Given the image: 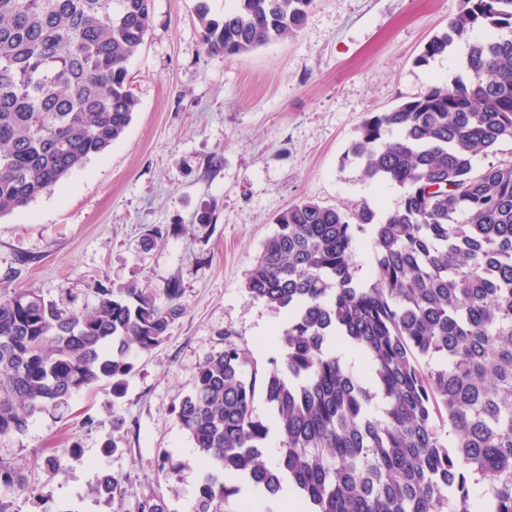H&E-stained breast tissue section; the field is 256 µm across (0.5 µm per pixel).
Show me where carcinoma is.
<instances>
[{
	"label": "carcinoma",
	"instance_id": "cac0c4a2",
	"mask_svg": "<svg viewBox=\"0 0 512 512\" xmlns=\"http://www.w3.org/2000/svg\"><path fill=\"white\" fill-rule=\"evenodd\" d=\"M199 0L209 53L241 55L295 35L312 0ZM151 0H0V215L22 209L105 152L136 106L128 64ZM512 0H463L418 61L463 43L467 76L437 80L355 128L348 153L368 180L403 189L379 214L306 200L277 215L243 288L286 317L281 365L258 374L224 329L174 412L210 470L194 512H232L238 475L252 512H512V159L475 158L512 142ZM371 228L376 266L357 277L355 232ZM163 295L164 303L158 302ZM132 281L98 288L95 308L34 291L0 293V435L105 382L122 394L132 351L169 334L185 307ZM364 362L367 378L348 358ZM261 392L269 419L253 414ZM106 475L103 493H125ZM26 489L0 461V489Z\"/></svg>",
	"mask_w": 512,
	"mask_h": 512
}]
</instances>
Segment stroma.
I'll list each match as a JSON object with an SVG mask.
<instances>
[{
	"label": "stroma",
	"instance_id": "35a3bbf8",
	"mask_svg": "<svg viewBox=\"0 0 512 512\" xmlns=\"http://www.w3.org/2000/svg\"><path fill=\"white\" fill-rule=\"evenodd\" d=\"M196 3L152 0L128 64L137 106L121 138L0 216V290L90 310L103 284L159 290L175 278L183 289L185 313L161 344L134 352L122 397L103 384L0 435V460L59 512H137L149 496L193 512L205 468L173 409L223 350L225 329L259 370L280 364L266 343L286 321L243 289L275 216L303 200L393 207L400 188L363 179L347 157L354 129L462 71L457 51L417 61L462 0H313L295 36L229 57L205 51ZM208 205L213 218L200 222ZM52 454L64 468L55 477ZM165 455L182 469H162ZM105 473L125 477L123 496L100 494Z\"/></svg>",
	"mask_w": 512,
	"mask_h": 512
}]
</instances>
